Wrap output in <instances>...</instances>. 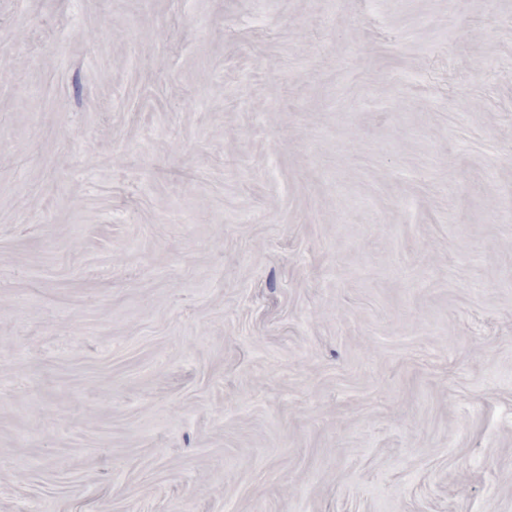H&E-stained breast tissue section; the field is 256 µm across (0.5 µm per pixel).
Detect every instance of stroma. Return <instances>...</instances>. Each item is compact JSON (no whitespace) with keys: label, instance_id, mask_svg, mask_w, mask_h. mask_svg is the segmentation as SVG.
I'll return each instance as SVG.
<instances>
[{"label":"stroma","instance_id":"1","mask_svg":"<svg viewBox=\"0 0 512 512\" xmlns=\"http://www.w3.org/2000/svg\"><path fill=\"white\" fill-rule=\"evenodd\" d=\"M0 512H512V0H0Z\"/></svg>","mask_w":512,"mask_h":512}]
</instances>
